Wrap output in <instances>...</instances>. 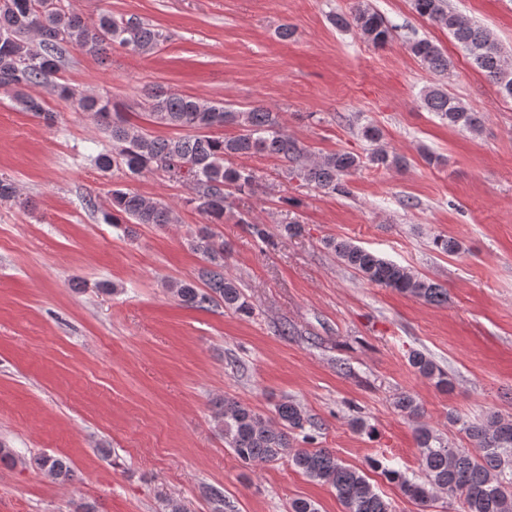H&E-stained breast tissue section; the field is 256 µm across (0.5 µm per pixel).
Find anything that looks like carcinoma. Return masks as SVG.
Listing matches in <instances>:
<instances>
[{
  "label": "carcinoma",
  "mask_w": 512,
  "mask_h": 512,
  "mask_svg": "<svg viewBox=\"0 0 512 512\" xmlns=\"http://www.w3.org/2000/svg\"><path fill=\"white\" fill-rule=\"evenodd\" d=\"M414 11L448 34L465 51L473 64L491 80L505 98L512 99V62L492 34L448 8L446 0H412ZM339 28H353L367 42L382 46L392 37L395 26L364 0L347 14L330 16ZM40 37L39 46L28 35ZM167 41L160 28L137 19L115 18L105 12L89 22L66 5V0H0V91L13 95L23 109L51 123L54 115L45 101L24 92L56 76L69 49L100 59L117 44L139 55H149ZM409 50L432 74L445 76L451 61L428 39H414ZM58 98L81 112H89L112 140V152L99 153L96 167L107 172L125 167L134 174L162 172L169 178L189 183L188 203L204 215L208 223L189 240L204 265L199 283L176 281L170 290L184 305L205 308L224 303L239 314L251 307L238 284L224 277V239L213 225L224 223V214L233 209L234 194L254 189L256 176L246 167L227 164L231 157L263 155L291 164L287 174L295 176L325 194H349L347 178L361 167L360 157L339 151L306 162V151L283 129L279 114L263 106L246 112L222 102L201 100L147 88L143 107L154 123L187 128L192 133L175 138L154 137L120 113L112 110V99L90 94L68 82L53 84ZM420 103L449 126L473 133L481 131L483 118L464 105L440 83L426 87ZM234 126L239 134L225 138L210 134L213 129ZM363 140L372 146L369 161L378 166L402 170L405 157L391 153L383 144L382 130L372 124L360 128ZM112 223L171 224L174 209L161 200H149L124 189L111 191ZM326 245L337 260L369 284L393 289L431 305L448 298L447 289L411 268L380 256L350 240L329 239ZM203 287H198V284ZM409 364L438 389L448 391L453 384L448 373L420 351H412ZM395 408L415 422L414 437L419 449V467L424 479L407 476L400 469L373 459L369 467L381 472L409 501L426 510L440 498L461 504L462 512H512V418L493 415L485 421H464L448 416V424L472 444L473 449L453 448L438 429L424 420V410L410 394L399 395ZM214 421L236 457L244 463H273L284 457L309 479L330 486L344 512H394V507L370 482L367 473L343 463L328 448H294L291 438L303 433L307 443L314 437L305 433L312 425L302 406L292 399L276 405L274 416L266 417L246 404L226 398L216 407ZM36 466L61 483L73 480L69 462L59 456L40 455L31 461L19 457L0 443V464L13 467Z\"/></svg>",
  "instance_id": "carcinoma-1"
}]
</instances>
